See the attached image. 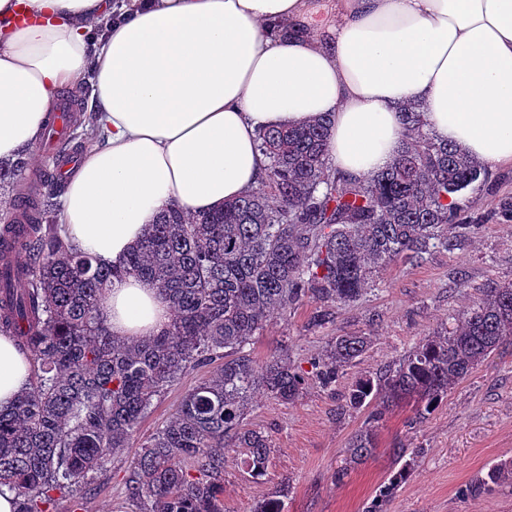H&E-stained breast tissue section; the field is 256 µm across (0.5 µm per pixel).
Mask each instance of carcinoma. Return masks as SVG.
<instances>
[{
	"instance_id": "obj_1",
	"label": "carcinoma",
	"mask_w": 512,
	"mask_h": 512,
	"mask_svg": "<svg viewBox=\"0 0 512 512\" xmlns=\"http://www.w3.org/2000/svg\"><path fill=\"white\" fill-rule=\"evenodd\" d=\"M402 147L365 180L339 175L326 143V114L298 127L258 132L269 159L266 179L245 195L203 215L170 208L117 266L71 249L51 226L55 193L20 182L28 199L0 234V334L13 337L31 362L29 387L0 410V491L12 492L17 512H61L62 499L93 479L113 458L135 449L125 482L126 512H224V467L239 461L253 479L271 463L269 436L246 427L257 392L284 403L299 398L306 373L284 356L262 364L245 347L276 311L314 308L308 327L335 320L336 306L359 300L375 273L432 248H450L482 225L466 222L461 193L486 184L489 173L462 149L434 135L424 107L408 100ZM25 266H12V255ZM126 276L155 285L170 320L139 339L112 334L102 313L106 289ZM512 337V284L488 290L451 325L423 339L392 366L357 378L340 413L368 408L364 427L349 441V466L370 459L386 414L412 404L425 418L448 388L464 380ZM370 337L331 338L312 378L336 387ZM217 364L183 397L150 437L136 434L153 404L182 376ZM421 448H392L402 466L378 488L366 512H385ZM512 479L498 463L459 489L489 493ZM289 485L253 512H284Z\"/></svg>"
}]
</instances>
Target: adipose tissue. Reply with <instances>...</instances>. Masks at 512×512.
<instances>
[{
  "label": "adipose tissue",
  "mask_w": 512,
  "mask_h": 512,
  "mask_svg": "<svg viewBox=\"0 0 512 512\" xmlns=\"http://www.w3.org/2000/svg\"><path fill=\"white\" fill-rule=\"evenodd\" d=\"M0 0V158L36 147L57 92L94 68L104 141L70 177L59 222L99 263L173 206L209 212L265 179L259 129L330 114L327 153L363 178L397 155L398 107L488 169L512 165V0ZM115 335L170 318L148 281L108 289ZM31 365L0 334V410Z\"/></svg>",
  "instance_id": "1"
}]
</instances>
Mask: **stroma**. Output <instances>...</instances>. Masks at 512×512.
I'll return each mask as SVG.
<instances>
[{
    "label": "stroma",
    "mask_w": 512,
    "mask_h": 512,
    "mask_svg": "<svg viewBox=\"0 0 512 512\" xmlns=\"http://www.w3.org/2000/svg\"><path fill=\"white\" fill-rule=\"evenodd\" d=\"M479 234L457 246L430 252L420 263L399 261L377 274L357 302L338 306L334 324L307 327L311 305L268 320L247 347L256 361L284 350L291 364L310 371L331 337L362 330L372 343L354 365L343 370L335 390L306 385L296 402L256 395L247 411L249 428L264 432L274 446L267 473L255 480L235 464L224 469V512H252L282 483H289L285 512H364L380 484L395 469L392 448H420L407 479L387 512H512V480L475 498L458 493L477 474L512 460V340L449 390L423 422L413 411H389L378 435L373 459L352 466L343 482L333 475L343 466L350 438L361 429L366 411L338 414L341 395L358 377L391 365L443 324L454 322L479 300L483 289L512 283V223L495 219L500 201L512 197V167L492 171L489 185L465 193ZM193 371L172 386L141 421L145 439L176 411L187 391L211 375ZM135 455L112 460L89 489L78 494L76 512H119L124 481Z\"/></svg>",
    "instance_id": "1"
}]
</instances>
